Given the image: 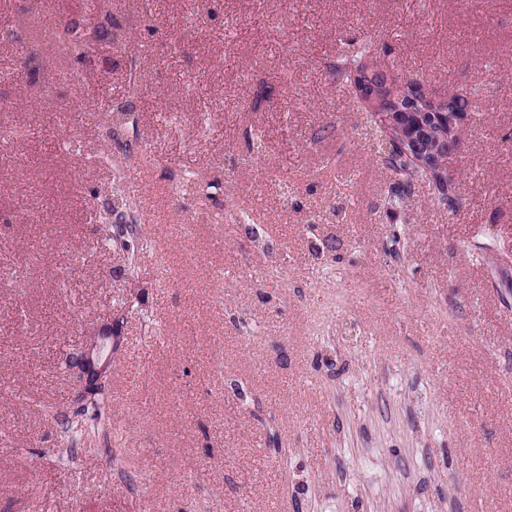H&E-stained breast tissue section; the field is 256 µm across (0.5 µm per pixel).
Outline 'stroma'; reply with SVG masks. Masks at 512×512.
Returning <instances> with one entry per match:
<instances>
[{
  "mask_svg": "<svg viewBox=\"0 0 512 512\" xmlns=\"http://www.w3.org/2000/svg\"><path fill=\"white\" fill-rule=\"evenodd\" d=\"M38 16L94 34L88 57ZM350 41L470 95L457 208L385 165L332 70ZM119 102L139 124L111 139ZM14 130L0 512H512V0H0ZM124 155L133 275L98 223ZM106 325L111 421L72 467L45 410H76L63 360Z\"/></svg>",
  "mask_w": 512,
  "mask_h": 512,
  "instance_id": "obj_1",
  "label": "stroma"
}]
</instances>
